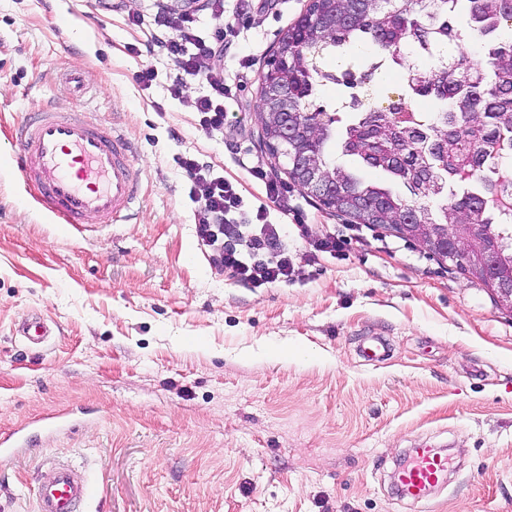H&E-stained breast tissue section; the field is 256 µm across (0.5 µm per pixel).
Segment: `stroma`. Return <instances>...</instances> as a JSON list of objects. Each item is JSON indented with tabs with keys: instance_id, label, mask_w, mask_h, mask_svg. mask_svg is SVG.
Wrapping results in <instances>:
<instances>
[{
	"instance_id": "obj_1",
	"label": "stroma",
	"mask_w": 512,
	"mask_h": 512,
	"mask_svg": "<svg viewBox=\"0 0 512 512\" xmlns=\"http://www.w3.org/2000/svg\"><path fill=\"white\" fill-rule=\"evenodd\" d=\"M221 64L236 103L223 129L198 122L199 86L177 69L155 18L187 0H0V431L68 412L0 459V512H35V488L66 461L92 478L87 512H512V312L482 282L415 241L352 224L277 180L261 131L259 77L309 0H223ZM197 30L217 22L195 13ZM367 42L325 57L315 104L328 115L385 108L406 90ZM152 68L151 85L139 80ZM352 72L355 87L340 84ZM81 91L66 83L71 73ZM59 104L118 129L140 195L129 219L54 223L8 160L15 123ZM233 183L248 214L285 224L287 280L260 287L210 265L179 159ZM339 235L336 255L318 251ZM40 314L41 344L15 336ZM385 340L387 358L358 348ZM454 461L427 500L392 483L408 448Z\"/></svg>"
}]
</instances>
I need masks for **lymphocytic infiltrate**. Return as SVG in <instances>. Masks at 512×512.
Here are the masks:
<instances>
[{
  "mask_svg": "<svg viewBox=\"0 0 512 512\" xmlns=\"http://www.w3.org/2000/svg\"><path fill=\"white\" fill-rule=\"evenodd\" d=\"M158 23L180 29L182 33L178 39L162 36L156 40L157 47L178 68L173 94H181L188 84L200 85L202 93L196 100L200 126L206 130L223 128L228 103L233 98L232 89L224 82L223 68L201 65L223 43V26L214 27L204 36L196 34V19L188 12L160 17ZM180 165L191 181L190 199L199 203L204 212L197 236L208 248L211 264L257 287L287 279L290 264L276 249L281 225L266 223V210L262 207L255 216H248L235 186L210 166L191 157L181 158Z\"/></svg>",
  "mask_w": 512,
  "mask_h": 512,
  "instance_id": "obj_1",
  "label": "lymphocytic infiltrate"
}]
</instances>
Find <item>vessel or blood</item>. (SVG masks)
Masks as SVG:
<instances>
[{
    "instance_id": "obj_1",
    "label": "vessel or blood",
    "mask_w": 512,
    "mask_h": 512,
    "mask_svg": "<svg viewBox=\"0 0 512 512\" xmlns=\"http://www.w3.org/2000/svg\"><path fill=\"white\" fill-rule=\"evenodd\" d=\"M20 153L14 163L21 180L38 192V201L56 223L112 224L138 200V178L129 160L127 139L63 106H45L17 129ZM18 336L44 342L51 327L34 315L16 328ZM451 468L449 458L429 448L414 449L395 473L402 495L425 499ZM95 496L93 483L75 466L49 468L35 491L37 512H85Z\"/></svg>"
}]
</instances>
